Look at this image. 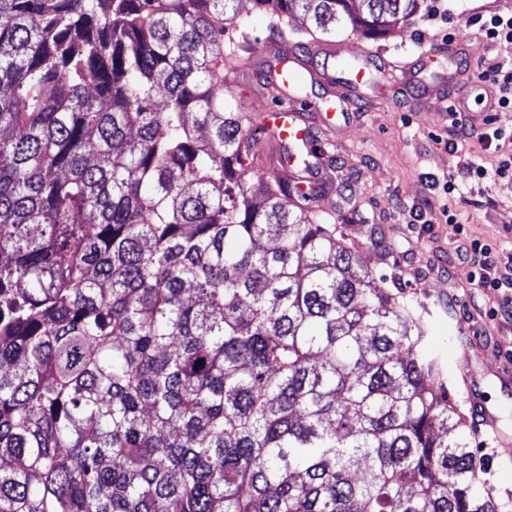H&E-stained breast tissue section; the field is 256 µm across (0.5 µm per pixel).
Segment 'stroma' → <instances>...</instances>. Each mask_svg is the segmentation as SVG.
I'll return each instance as SVG.
<instances>
[{
    "instance_id": "obj_1",
    "label": "stroma",
    "mask_w": 512,
    "mask_h": 512,
    "mask_svg": "<svg viewBox=\"0 0 512 512\" xmlns=\"http://www.w3.org/2000/svg\"><path fill=\"white\" fill-rule=\"evenodd\" d=\"M448 20H431L421 10L413 23L384 36H368L337 27L335 35L312 40L298 21L288 24V49L298 53L316 44L333 45L338 58L352 62L358 47L378 60L403 62L453 41L476 49L463 61L468 75L464 94L469 111L458 118L474 124L477 135L457 141L447 112L424 91L432 72L417 73L405 93L384 86L370 91L365 104L337 118L325 139L324 171L329 190L311 205L320 223L336 234L372 270L378 287L414 301L428 312L430 346L445 362L448 390L462 412H469L467 390H474L498 418L499 436L477 427L470 439L488 465L485 479L495 495L512 503V288H484L474 274L468 250L472 241L490 245L491 273L512 277V180L494 177L500 158L512 154V108L481 116L489 83L479 77L480 62L512 68V52L480 39L477 16L512 15V0H447ZM239 17L246 25L245 48L257 55L278 45L276 17L240 0ZM228 112L257 113L272 108L269 85L256 73L239 72ZM504 138L483 145L478 135L486 125ZM483 165L485 178H467L469 164ZM457 173L459 194L446 197L442 185ZM463 219L448 224L442 206ZM467 356L475 373L464 381L459 364Z\"/></svg>"
}]
</instances>
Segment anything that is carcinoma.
<instances>
[{
  "label": "carcinoma",
  "mask_w": 512,
  "mask_h": 512,
  "mask_svg": "<svg viewBox=\"0 0 512 512\" xmlns=\"http://www.w3.org/2000/svg\"><path fill=\"white\" fill-rule=\"evenodd\" d=\"M239 2L0 0V512H505L422 311L248 188Z\"/></svg>",
  "instance_id": "1"
}]
</instances>
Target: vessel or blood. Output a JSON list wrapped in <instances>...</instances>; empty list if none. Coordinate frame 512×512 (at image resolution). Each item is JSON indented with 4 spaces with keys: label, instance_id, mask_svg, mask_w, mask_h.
<instances>
[{
    "label": "vessel or blood",
    "instance_id": "1",
    "mask_svg": "<svg viewBox=\"0 0 512 512\" xmlns=\"http://www.w3.org/2000/svg\"><path fill=\"white\" fill-rule=\"evenodd\" d=\"M251 65L280 92L277 107L257 116L258 124L272 135L277 145L284 148L277 158L280 174L288 176L293 167H300L301 174L296 177V184L309 189L314 195L320 194L327 186L319 162L322 153L319 129L334 120L337 111L355 109L363 99L362 88L374 83H407L415 76L414 68L409 66L398 70L377 66L371 52L362 48L349 71H339L331 64H323L321 78L329 90L323 93L320 104L313 106L302 95L300 77L303 63L298 55L274 47L252 58Z\"/></svg>",
    "mask_w": 512,
    "mask_h": 512
}]
</instances>
